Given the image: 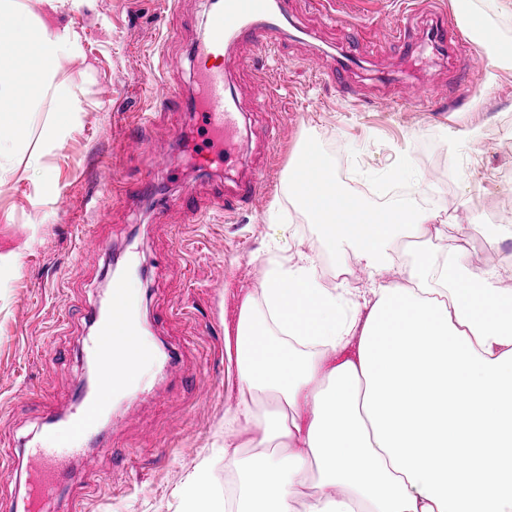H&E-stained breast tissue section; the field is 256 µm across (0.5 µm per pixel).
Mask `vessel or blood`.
I'll return each mask as SVG.
<instances>
[{"label": "vessel or blood", "mask_w": 512, "mask_h": 512, "mask_svg": "<svg viewBox=\"0 0 512 512\" xmlns=\"http://www.w3.org/2000/svg\"><path fill=\"white\" fill-rule=\"evenodd\" d=\"M268 0H221L206 20V35L193 49L196 83L201 92L197 112L201 127L209 140L224 143L227 134L238 122L240 96L226 87L224 53L233 45L274 46L277 25L269 21ZM433 21L423 30H416L405 18H397L386 30L384 44L415 43L432 49L449 59L467 51L469 44L444 10H432ZM262 189L260 181H250L245 189H234L224 195L225 210H234L245 202L255 201ZM93 336L82 348L92 361L100 378L111 383L110 392L77 386L75 400L68 415L56 431L60 442L66 443L70 455L83 454L88 439L95 436L98 424L109 414L114 399L127 396L140 385L136 371L116 372V359L152 361L160 358L148 344L136 323V310L126 291V281L118 277L111 283V297L105 309L89 310ZM163 359V358H160ZM165 365L176 362L175 355L163 359ZM32 471L26 479L28 490L17 497L11 512H49L50 503L58 496L62 481L77 482L79 474L63 473L62 459L54 445L33 449Z\"/></svg>", "instance_id": "vessel-or-blood-1"}]
</instances>
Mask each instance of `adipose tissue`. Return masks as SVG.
Instances as JSON below:
<instances>
[{"label": "adipose tissue", "instance_id": "1", "mask_svg": "<svg viewBox=\"0 0 512 512\" xmlns=\"http://www.w3.org/2000/svg\"><path fill=\"white\" fill-rule=\"evenodd\" d=\"M83 2L0 0L16 18L0 30V181L38 92L66 115L45 127V148L77 120L75 87L57 73L80 38L42 14ZM309 151L288 197L365 283L328 281L301 241L238 297L224 324L237 375L224 481L199 464L180 512H512V266L435 254L457 213L366 205Z\"/></svg>", "mask_w": 512, "mask_h": 512}]
</instances>
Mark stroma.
<instances>
[{
  "label": "stroma",
  "instance_id": "obj_1",
  "mask_svg": "<svg viewBox=\"0 0 512 512\" xmlns=\"http://www.w3.org/2000/svg\"><path fill=\"white\" fill-rule=\"evenodd\" d=\"M166 2L88 0L80 11L56 15L81 35L82 57L59 70L77 87L79 120L63 142L42 149L44 125L58 118L43 95L29 119V147L0 186V444L20 451L54 433L48 414L70 407L84 377L82 342L93 328L81 313L103 302L112 265L126 261L128 251L138 255L127 281L147 338L158 350L181 352L177 364L150 368L140 390L114 403L101 426L112 454L93 450L73 461L84 481L58 498L57 512H67L72 498L82 512H178L180 487L204 459L223 480V457L207 450L224 440L236 391L235 365L224 349L225 309L257 288L269 251L285 257L303 240L320 262L335 261L288 201V170L302 143L317 142L345 188L369 203L377 175L407 157L426 178L430 207L458 211L468 203L480 215V227L448 226L434 249L462 250L477 261L493 252L512 265V238L493 243L482 230L512 211V68L493 70L486 45L471 41L452 64L431 52L408 60L360 34L368 24L388 25L404 0H353L335 24L309 0H289L293 19L275 59L282 86L263 110L246 95L253 77L240 60L264 57V47L225 55V81L243 94L237 164L228 171L223 161L203 166L186 153V144L204 139L194 114L166 107L162 89L144 86L164 51L176 62L166 83L186 98L195 91L191 48L206 34L210 4L177 0L171 15ZM170 25L177 36L167 42ZM350 45L363 68L347 89L334 67ZM384 72L430 90L445 87L448 95L404 103L400 84L379 85ZM138 112L154 115L146 129L134 125ZM466 126L477 130L478 143L457 140ZM135 135L164 158L163 168L147 172L126 151ZM254 177L260 200L225 214V190ZM188 194L208 206L202 222L181 207ZM92 224L106 247L84 259L76 246ZM174 247L185 250V267L166 265ZM67 303L77 313L65 321Z\"/></svg>",
  "mask_w": 512,
  "mask_h": 512
}]
</instances>
